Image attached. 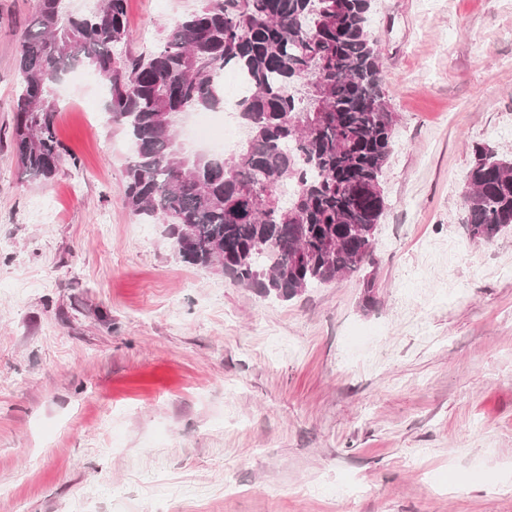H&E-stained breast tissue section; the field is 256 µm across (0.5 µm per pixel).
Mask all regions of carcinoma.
<instances>
[{"label":"carcinoma","mask_w":512,"mask_h":512,"mask_svg":"<svg viewBox=\"0 0 512 512\" xmlns=\"http://www.w3.org/2000/svg\"><path fill=\"white\" fill-rule=\"evenodd\" d=\"M37 0L19 41L13 149L49 180L64 162L54 87L86 66L106 81V119L131 146L130 212L165 224L178 254L264 297L288 301L375 264L381 174L395 115L368 28L371 0H199L148 56L131 57L126 0L89 13ZM250 84L247 137L229 157L178 146L187 112L224 106V68ZM464 226L489 241L512 225V161L474 148ZM295 187L292 195L285 190Z\"/></svg>","instance_id":"obj_1"}]
</instances>
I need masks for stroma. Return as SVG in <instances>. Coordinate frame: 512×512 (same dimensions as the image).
Returning <instances> with one entry per match:
<instances>
[{
  "label": "stroma",
  "instance_id": "1",
  "mask_svg": "<svg viewBox=\"0 0 512 512\" xmlns=\"http://www.w3.org/2000/svg\"><path fill=\"white\" fill-rule=\"evenodd\" d=\"M35 5L0 0V512H512V228L463 225L474 146L512 159V0L372 2L396 125L368 309L355 276L278 301L183 262L126 206L89 69L32 180ZM196 5L127 0L126 51Z\"/></svg>",
  "mask_w": 512,
  "mask_h": 512
}]
</instances>
